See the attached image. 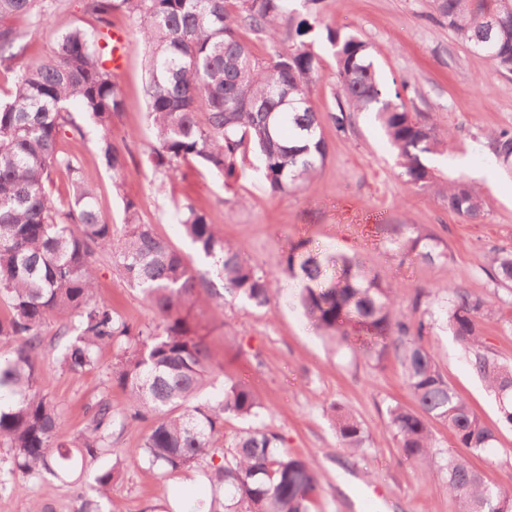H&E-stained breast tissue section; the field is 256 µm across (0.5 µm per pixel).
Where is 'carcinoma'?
Masks as SVG:
<instances>
[{
    "label": "carcinoma",
    "instance_id": "1",
    "mask_svg": "<svg viewBox=\"0 0 512 512\" xmlns=\"http://www.w3.org/2000/svg\"><path fill=\"white\" fill-rule=\"evenodd\" d=\"M291 2L87 0L86 11L100 27L59 36L20 72L9 97L0 99V302L7 307L0 316V343L11 346L0 355V447L7 449L1 492L14 489L10 480L16 477L77 482L86 467L113 454L114 428L136 433L138 423L149 420V430L140 435L149 467L164 474L195 470L213 491L223 492L224 500L201 501L196 512H311L318 470L285 450L279 433L250 425L265 410L257 393L230 380L217 402L199 400L216 368L193 309L218 300L266 307L287 274L305 282L301 304L324 335L344 338V319L353 316L391 341L413 401L387 409L400 453L446 471L448 495L460 499L463 512H512V497L489 488L466 456L450 448L437 465L430 421L446 424L456 447L473 453L493 447L496 435L440 371L424 340L430 324L419 312L420 300L412 312H402L393 288L344 257L320 260L295 248L281 268L264 270L186 200L179 207L182 232L211 261L223 284L220 293L141 221L130 197H124L125 224L116 232L82 177L80 158L65 147L84 137L71 114L75 105L102 128L99 158L121 191L127 144L115 140L112 124L123 97L102 50L112 30L110 17L119 13L130 21L146 58L147 116L155 139L150 164L159 178L170 179L196 160L213 177L229 180L237 161L253 154L272 195L312 180L328 156L323 115L310 99L320 60L304 40L312 30L306 19L288 35L292 45L282 47ZM434 10L461 42L512 73V0H434ZM17 15L42 20L45 10L40 0H0V20ZM243 29L272 44L268 57L253 54ZM327 40L341 90L338 111L329 115L336 128L349 126L356 112L374 113L407 183L435 187L448 211L465 221L481 218L484 202L477 187L462 178L442 183L427 164L447 152L448 132L418 119L400 94L385 90L367 43L332 29ZM22 50L19 34L0 25V66L10 67ZM491 148L504 163L512 162V133L495 134ZM55 172L71 183L68 201L59 206L46 194ZM394 232L407 253L430 260L436 255L438 243L418 225L398 224ZM106 250L153 308L157 323L134 327L95 299V259ZM331 265L341 266V274L329 282ZM490 273L497 284L511 286L512 251L495 253ZM448 292L443 318L467 352L471 370L496 399L503 423L512 426V364L494 356L478 329V320L492 315L493 302L451 286ZM52 321L61 335H71L57 359L66 371L92 368L99 349H116L107 381L125 391L130 404L125 411L114 409L101 395L72 439L61 433L60 404L37 388L44 329ZM332 411L343 447L358 451L365 441L362 421L341 405ZM229 419L249 425L228 434ZM118 476L114 464L94 476L92 490L111 505L109 512H122L111 498Z\"/></svg>",
    "mask_w": 512,
    "mask_h": 512
}]
</instances>
